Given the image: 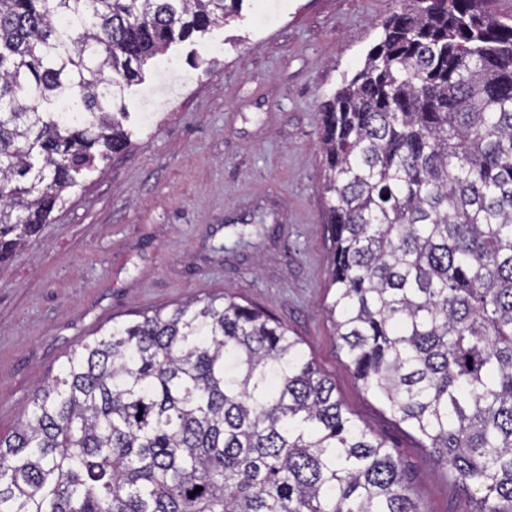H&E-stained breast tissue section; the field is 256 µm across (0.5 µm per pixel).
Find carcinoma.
Here are the masks:
<instances>
[{"instance_id":"obj_1","label":"carcinoma","mask_w":512,"mask_h":512,"mask_svg":"<svg viewBox=\"0 0 512 512\" xmlns=\"http://www.w3.org/2000/svg\"><path fill=\"white\" fill-rule=\"evenodd\" d=\"M242 2L0 0V264L127 148L151 60ZM490 2L399 0L321 108L325 312L470 512H512V20ZM0 512L421 510L288 326L213 294L71 351L0 437Z\"/></svg>"}]
</instances>
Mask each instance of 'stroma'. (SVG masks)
<instances>
[{
    "label": "stroma",
    "mask_w": 512,
    "mask_h": 512,
    "mask_svg": "<svg viewBox=\"0 0 512 512\" xmlns=\"http://www.w3.org/2000/svg\"><path fill=\"white\" fill-rule=\"evenodd\" d=\"M394 0H244L126 94L129 146L96 163L0 265V434L113 322L228 293L288 325L386 439L421 512H470L446 469L360 387L332 334L323 101L361 69Z\"/></svg>",
    "instance_id": "stroma-1"
}]
</instances>
